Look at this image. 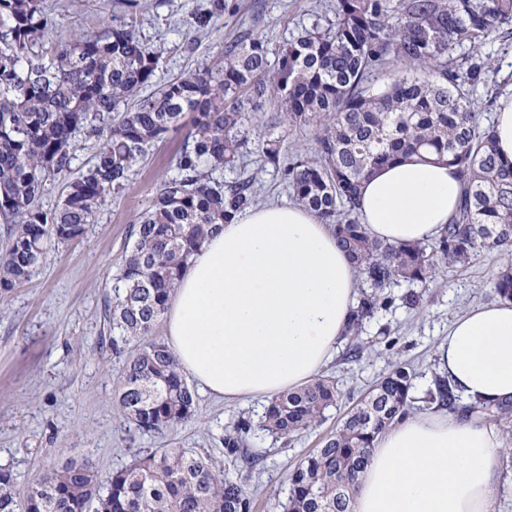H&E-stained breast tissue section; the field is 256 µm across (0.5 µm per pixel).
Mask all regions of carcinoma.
<instances>
[{
    "mask_svg": "<svg viewBox=\"0 0 512 512\" xmlns=\"http://www.w3.org/2000/svg\"><path fill=\"white\" fill-rule=\"evenodd\" d=\"M148 0H113L112 21L68 41L47 39L51 19L42 0H0V218L7 240L0 250V288L27 280L52 240L82 237L97 223L108 196L120 193L146 148L190 125L177 173L165 179L134 226L120 272L122 292L107 309L112 352L125 356L118 403L144 434H162L192 418L196 394L169 346L153 336L190 258L221 224L257 203L254 180L222 183L218 169L243 156L242 97L274 94L284 120L317 125L313 158L284 162L281 135L260 144L263 165L282 171L300 206L333 226L336 242L368 290L352 310L350 334L388 302L385 290L425 284L439 263L460 265L478 252L512 250V162L499 157L491 126L476 112L487 90L499 42L512 53V0H336L335 20L305 28L276 64L258 38L224 47L219 66L174 78L153 95L160 55L130 23ZM384 74L383 86L373 83ZM100 142L93 163L69 178L75 134ZM408 157L436 158L456 167L463 185L459 209L433 242L390 244L369 236L355 212L361 182ZM67 179L57 207L41 205L47 181ZM512 301V267L495 282ZM412 375L398 365L346 415L323 446L288 476L282 512H350L369 448L411 407ZM341 392L317 378L270 399L266 430L289 440L319 426ZM428 403L450 412L458 396L447 379L434 380ZM468 411L493 421L512 417V400L475 403ZM251 424L224 434L233 466L253 468ZM252 496L237 479L217 473L196 448H157L137 455L102 482L89 462L51 467L17 496L0 471V512H252Z\"/></svg>",
    "mask_w": 512,
    "mask_h": 512,
    "instance_id": "carcinoma-1",
    "label": "carcinoma"
}]
</instances>
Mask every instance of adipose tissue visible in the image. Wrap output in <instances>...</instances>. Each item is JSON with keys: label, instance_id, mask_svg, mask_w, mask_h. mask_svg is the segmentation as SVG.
<instances>
[{"label": "adipose tissue", "instance_id": "obj_1", "mask_svg": "<svg viewBox=\"0 0 512 512\" xmlns=\"http://www.w3.org/2000/svg\"><path fill=\"white\" fill-rule=\"evenodd\" d=\"M460 196L455 167L404 158L361 183L357 213L379 240L427 242ZM355 288L331 225L300 206L250 209L191 258L164 315L167 344L183 373L225 402L272 397L317 375ZM436 355L466 400L512 396V303L458 317ZM502 448L493 426L462 411L402 417L372 447L351 512H493Z\"/></svg>", "mask_w": 512, "mask_h": 512}]
</instances>
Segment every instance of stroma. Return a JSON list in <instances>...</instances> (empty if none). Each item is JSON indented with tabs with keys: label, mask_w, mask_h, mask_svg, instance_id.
<instances>
[{
	"label": "stroma",
	"mask_w": 512,
	"mask_h": 512,
	"mask_svg": "<svg viewBox=\"0 0 512 512\" xmlns=\"http://www.w3.org/2000/svg\"><path fill=\"white\" fill-rule=\"evenodd\" d=\"M214 0H151L134 26L148 47L162 54L157 83L216 64L225 45L239 36L264 41L270 60L301 29L330 16L334 0H224L193 51L186 37L193 17ZM53 17L56 40L91 33L112 17V0H43ZM250 116L245 127L248 153L238 168L217 171L231 181L246 173L255 179L259 204H292L280 171L263 166L259 137L268 129L284 134L287 158L313 157L318 128H284L274 97L243 101ZM184 135L175 132L152 145L134 166L125 189L108 198L97 223L80 239L51 242L28 281L0 293V470L17 486L36 480L47 468L90 458L100 479L132 463L136 454L156 448H197L216 469L228 464L222 438L239 418L252 423L249 449L256 468L241 470L253 492V512H281L288 496L289 472L321 447L368 390L397 365L413 372L410 396L422 403L438 374L435 352L448 327L473 307L497 301L494 282L512 257L482 252L466 265L440 266L409 305L407 285L389 289V303L359 335L345 336L322 369L336 381L341 398L315 430L283 440L264 430L265 400L231 405L201 393L192 418L163 434L135 430L123 416L115 390L123 358L112 353V326L106 318L116 277L132 243V229L147 210L161 182L176 172ZM360 346L359 358L349 351Z\"/></svg>",
	"instance_id": "stroma-1"
}]
</instances>
